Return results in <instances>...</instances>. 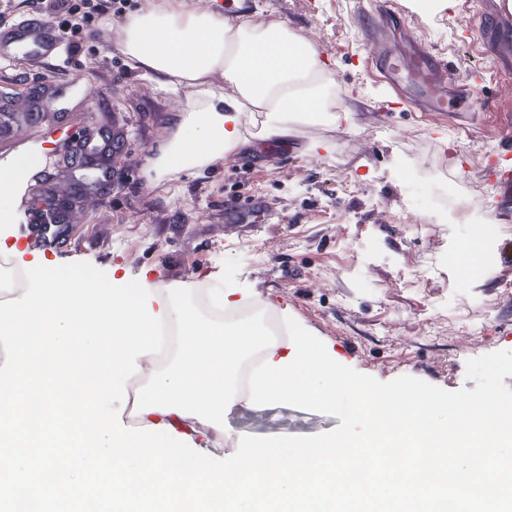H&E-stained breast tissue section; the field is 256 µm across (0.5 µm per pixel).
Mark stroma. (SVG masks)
Returning <instances> with one entry per match:
<instances>
[{"label":"stroma","instance_id":"1","mask_svg":"<svg viewBox=\"0 0 512 512\" xmlns=\"http://www.w3.org/2000/svg\"><path fill=\"white\" fill-rule=\"evenodd\" d=\"M204 13L223 8L232 23L272 19L308 39L330 64L333 95L350 120L294 122L288 137H255L204 168L154 179L147 163L175 133L187 91L163 90L115 49L117 30L92 19L72 37L66 64L0 70V103L9 131L0 165L38 149L20 194L0 200L10 221L0 231V266L49 267L87 262L124 280L247 294L243 309L263 305L320 338L337 362L387 382L410 375L442 389H474L466 362L512 350V201L484 174L501 154L483 115L459 124L422 121L412 87L395 94L368 73V31L355 0H184ZM418 41L447 56L460 74H483L479 98L512 92L493 74L494 60L468 37L478 0H452L424 12L399 0ZM99 88L89 95L88 85ZM400 100V107L382 106ZM124 129L112 154L111 183L84 192L67 159L89 131ZM455 190L448 221H425L426 200ZM79 196L54 254L16 257L12 246L31 210L51 198ZM256 208H244L247 198ZM491 221L481 277L462 274L453 255L472 234L469 217ZM338 417L285 404L240 401L229 437L196 436L198 447L224 459L245 435H315Z\"/></svg>","mask_w":512,"mask_h":512}]
</instances>
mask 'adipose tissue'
<instances>
[{"label":"adipose tissue","mask_w":512,"mask_h":512,"mask_svg":"<svg viewBox=\"0 0 512 512\" xmlns=\"http://www.w3.org/2000/svg\"><path fill=\"white\" fill-rule=\"evenodd\" d=\"M121 38L129 60L161 87L189 90L176 134L151 162L157 176L202 168L244 144V112L264 113L262 135L275 138L289 120L334 110L332 70L285 24H234L220 11L197 14L182 0H158L130 20ZM218 69L234 94L212 87L209 77Z\"/></svg>","instance_id":"obj_1"}]
</instances>
